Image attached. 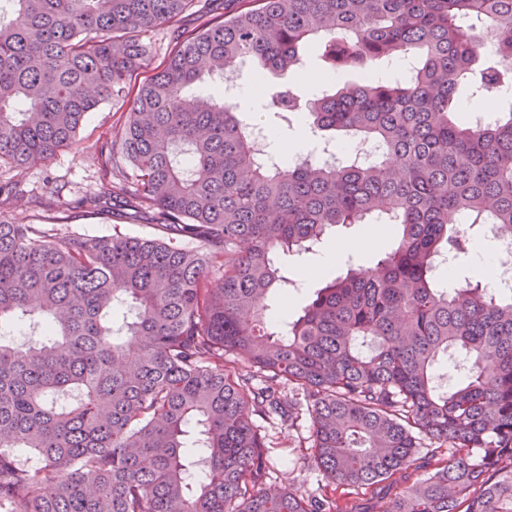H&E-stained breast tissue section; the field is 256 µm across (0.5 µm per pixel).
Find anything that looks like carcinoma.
Returning a JSON list of instances; mask_svg holds the SVG:
<instances>
[{"instance_id":"obj_1","label":"carcinoma","mask_w":512,"mask_h":512,"mask_svg":"<svg viewBox=\"0 0 512 512\" xmlns=\"http://www.w3.org/2000/svg\"><path fill=\"white\" fill-rule=\"evenodd\" d=\"M239 2L201 15L133 98L119 137L133 180L85 199L151 211L159 235L0 221V326L27 328L0 335V512H512V291L450 292L437 276L443 254L468 250L463 225L512 233V108L455 118L460 89L512 88V0ZM191 4L0 0V162L67 147L146 57L133 34ZM312 41L364 80L308 99L271 88L302 73ZM401 57L416 61L407 78L373 71ZM243 63L264 111L307 112L313 134L378 157L268 166L237 105L187 96ZM379 219L402 228L391 252L270 316L293 284L278 251ZM303 408L325 488L266 490L251 416Z\"/></svg>"}]
</instances>
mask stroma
Masks as SVG:
<instances>
[{
    "label": "stroma",
    "instance_id": "35a3bbf8",
    "mask_svg": "<svg viewBox=\"0 0 512 512\" xmlns=\"http://www.w3.org/2000/svg\"><path fill=\"white\" fill-rule=\"evenodd\" d=\"M199 25L198 12L189 9L166 25L142 34L141 39L151 48L150 57L133 71L128 87L140 85L153 74L179 42L192 34ZM304 79L296 86L303 97H312L321 88L355 84L361 79L359 70L352 68L327 70L316 52H309ZM317 76V83H307V76ZM126 101L106 100L88 112L74 140L49 162L28 169L0 164V185L9 188L8 196H0V219L15 224H53L59 232L79 233L93 237L109 236L114 231L133 235L152 233L151 221L137 222L114 213L111 203L98 210L82 207V199L98 191L104 177L99 157L101 143L115 136L128 116ZM59 187L58 196L46 195L49 186ZM312 431L309 414H300L293 421H278L265 425L269 451L266 459L265 488L289 487L301 494L317 492L323 479L308 460L300 443Z\"/></svg>",
    "mask_w": 512,
    "mask_h": 512
}]
</instances>
